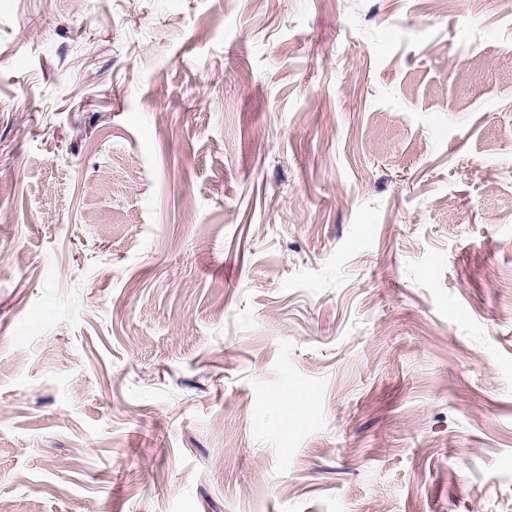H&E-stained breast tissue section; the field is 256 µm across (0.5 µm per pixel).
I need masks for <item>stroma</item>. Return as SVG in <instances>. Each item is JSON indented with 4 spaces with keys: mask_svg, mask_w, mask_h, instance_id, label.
<instances>
[{
    "mask_svg": "<svg viewBox=\"0 0 512 512\" xmlns=\"http://www.w3.org/2000/svg\"><path fill=\"white\" fill-rule=\"evenodd\" d=\"M0 512H512V0H0Z\"/></svg>",
    "mask_w": 512,
    "mask_h": 512,
    "instance_id": "35a3bbf8",
    "label": "stroma"
}]
</instances>
